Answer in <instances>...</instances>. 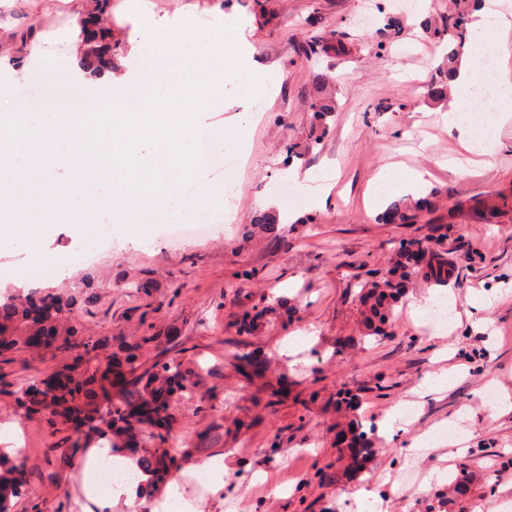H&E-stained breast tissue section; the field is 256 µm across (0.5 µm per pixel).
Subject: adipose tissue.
I'll use <instances>...</instances> for the list:
<instances>
[{"mask_svg": "<svg viewBox=\"0 0 512 512\" xmlns=\"http://www.w3.org/2000/svg\"><path fill=\"white\" fill-rule=\"evenodd\" d=\"M72 3L73 17L54 50L32 41L27 71L49 67L88 78L77 61L89 46L84 20L92 0ZM131 11L138 22L128 42L139 65L109 73L110 91L96 105L67 101L59 111L39 112L12 91L0 94L11 111L10 118L0 119V215L29 237H41L59 222L80 234L104 216L119 226L134 224L150 206L163 208L170 222L182 223L224 202L219 189H183L225 149L223 132L204 134L197 104L222 102L229 84L245 96L265 94L267 78L246 65L240 54L242 36L234 26L185 30L141 6ZM479 65V55L461 59L450 112L467 113L478 103ZM61 165L71 176L64 186L50 177ZM134 467L127 457L92 449L82 467L85 498L101 512H110L118 501L130 503L145 495L147 473L132 480L110 477L112 470Z\"/></svg>", "mask_w": 512, "mask_h": 512, "instance_id": "ef3b65f1", "label": "adipose tissue"}]
</instances>
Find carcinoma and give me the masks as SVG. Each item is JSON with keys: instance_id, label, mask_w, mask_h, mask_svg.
<instances>
[{"instance_id": "1", "label": "carcinoma", "mask_w": 512, "mask_h": 512, "mask_svg": "<svg viewBox=\"0 0 512 512\" xmlns=\"http://www.w3.org/2000/svg\"><path fill=\"white\" fill-rule=\"evenodd\" d=\"M470 17L468 0H459L448 12L427 23L428 33L432 37L440 41L447 38L455 41V46L448 51L445 69L435 74L429 87V98L435 104L448 101L449 82L469 41ZM306 47L309 57H344L351 51L348 34L340 27L309 36ZM117 48L118 45H111L109 51L96 57L93 64L83 57L79 65L94 72L110 69L112 52ZM331 72L332 69L328 68L324 72L311 73L315 89V96L309 105L314 117L309 132L311 146L320 142L321 133L328 129V119L336 112L335 77ZM439 197V192L434 190L415 202L408 198L398 200L382 213L380 220L384 224H413L418 220L420 211L437 205ZM94 279V272L84 273L72 282L73 291L67 294L53 290L0 293V347L20 349L29 346L32 336H49L58 352H69L73 342L72 329L67 326L68 317L74 315L78 306L85 302L84 289ZM416 282L436 287L450 284L455 288L462 287V280L455 274V267L448 262L446 254L426 249L422 264L417 265L409 260L406 246H401L393 268L362 286L360 302L365 308L366 318L365 331L359 342H365L367 337L376 338L386 334L405 289ZM162 370L166 377L159 386L153 385L149 377L145 379L139 376L128 380L121 374L120 388L114 392L112 369L87 373L73 366L61 374L67 383L55 392L50 394L37 387L22 388L19 399L29 407L50 409L55 416L75 423L74 432L79 439L83 435V426L88 425L90 432H98L100 438L110 442L112 435H121L132 420L160 429L169 424V399L177 391H188L192 383L174 360L163 363ZM347 431L350 433L349 447L352 448L350 457L360 470L369 452L361 416L357 415L350 421ZM138 463L149 473L150 482L161 479L163 466L157 459L142 456L138 458ZM24 485L19 467L14 465L8 470L0 468V512H14L12 499L21 493Z\"/></svg>"}]
</instances>
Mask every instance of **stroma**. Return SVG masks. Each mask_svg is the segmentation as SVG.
<instances>
[{"label":"stroma","mask_w":512,"mask_h":512,"mask_svg":"<svg viewBox=\"0 0 512 512\" xmlns=\"http://www.w3.org/2000/svg\"><path fill=\"white\" fill-rule=\"evenodd\" d=\"M364 0H231L208 16L213 28L236 25L251 61L271 77L246 138L229 223L205 238L161 239L155 212L104 244L94 234L73 237L67 225L51 227L34 242L0 245V291L64 287L83 269L69 264L76 249L94 251L96 272L79 317L71 324L80 346L69 354L51 347L0 353V425H16L22 454L16 463L27 483L14 512H83L84 453L72 448L71 426L49 411L29 414L14 393L66 366L112 364L125 368L128 354L160 375V363L177 359L195 383L175 396L166 440L140 425L123 453H167L170 476L181 477L198 512H355L354 495L375 491L389 512H428L448 491V476L467 467L470 488L448 512H512V204L499 223L478 222L472 208L506 196L512 201V120L494 124L493 113L472 112L474 128L496 125L490 156L467 152L457 128L428 100L437 68L451 41L427 37L423 22L448 10L451 0H384V12L365 21ZM319 28L342 27L353 42L337 59L339 108L329 132L311 150L304 145L312 114L309 75L327 58H307L301 45ZM399 22L384 50L376 33L388 19ZM63 0H10L0 22L13 32L65 29ZM28 43L14 42L0 61V90L39 86L47 98L95 100L106 87L52 86V70L23 76ZM391 164L423 171L420 195L439 190L442 204L414 224H384L371 194L380 171ZM324 169L332 188L315 207L301 197L272 194L271 183L289 170ZM296 211L261 231L251 225L270 201ZM416 242L457 260L464 289L447 287L459 314L451 332L415 323L409 304L428 288H409L380 341L360 342L363 317L357 295L363 282L384 273L400 244ZM44 270L32 280V253ZM490 299L483 309L481 299ZM259 326L243 332L244 314ZM314 329L313 341L280 350L298 331ZM448 369V387L421 393L428 376ZM418 400L406 430L380 424L399 403ZM468 411L460 420V411ZM375 431L378 452L368 472L349 477L337 460L336 434L353 415ZM430 434L427 449L412 453L414 437ZM220 455L224 490L212 493L186 472L188 463Z\"/></svg>","instance_id":"35a3bbf8"}]
</instances>
